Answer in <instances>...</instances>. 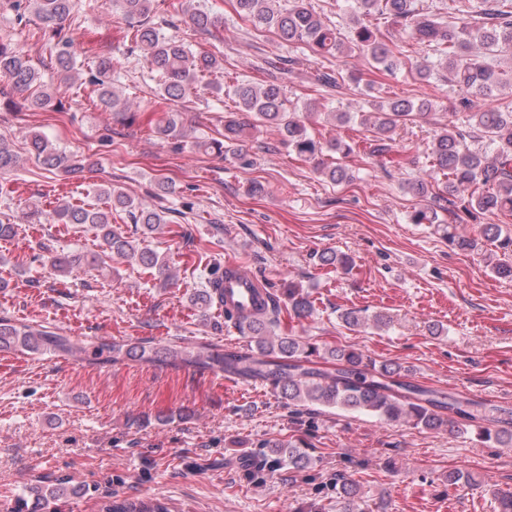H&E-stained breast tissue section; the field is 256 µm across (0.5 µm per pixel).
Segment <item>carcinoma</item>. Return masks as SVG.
I'll list each match as a JSON object with an SVG mask.
<instances>
[{"label": "carcinoma", "instance_id": "obj_1", "mask_svg": "<svg viewBox=\"0 0 512 512\" xmlns=\"http://www.w3.org/2000/svg\"><path fill=\"white\" fill-rule=\"evenodd\" d=\"M16 12L18 21L31 12L41 22L42 38L56 49L58 73L69 78L75 73L74 39L68 36L67 22L81 11H93L96 0H7ZM237 13L254 26L276 31L284 41L309 52L316 60L336 58L346 52L357 51L378 71L389 76L407 66L422 80H429L437 72H448L449 80L468 91L458 101V122L446 124L434 131L428 144L430 171L424 177L404 180L401 187L414 196L429 200V205L415 209L410 215L413 224H438L439 214L446 213L453 220L445 227L448 244L463 252L481 250L479 239L461 235L455 222L466 217L492 214L512 216V110L490 107L479 98L488 99L504 86L506 74L497 72L471 53L477 47L482 55L512 53V0H481L482 7L471 15L460 13L447 22L438 14L417 9L415 0H354V26L349 38L324 20L309 0H288V8L273 7L275 0H234ZM173 10L187 15L200 31L215 26L216 17L194 7V0H175ZM112 7L129 22L131 41L141 53V63L164 76L158 97L164 101L185 98L195 84L213 74L224 72V57L210 52L192 53L183 40L164 34L152 22L155 0H112ZM379 16L384 24L399 28L418 46L433 51L437 60L412 62L406 50L383 41L384 33L371 17ZM112 59L101 57L87 70L86 82L98 92L100 103L114 112L128 110V103L117 93L112 83ZM0 78L6 81L11 94L31 100L35 109L61 112L62 100L56 94L41 90L32 94V88L41 86L39 71L33 66L23 47L7 36H0ZM345 78L341 71H319L315 84L328 90L341 88ZM228 96L234 111L224 120V141H195L198 149H214L219 153L238 154L240 142L260 131L264 126L278 128L282 144L304 159L313 162L314 170L333 184L353 180L352 174L340 162H329L326 153L348 157L358 146L368 155L380 158L383 165L402 172V162L393 157L394 135L399 123L426 119L433 112L428 99L396 98L372 103V110L360 115V124L371 128L372 138L358 143L335 138L325 144L311 132L310 121L324 117L329 122L345 125L351 115L340 110H327L318 101L299 106L289 104L282 86L277 82L262 85L236 79L228 86ZM152 133L162 141L184 137L180 114L169 111L155 124ZM482 141L480 149L468 140ZM30 151L50 172L77 175L90 167L89 156L67 153L58 149L47 137L34 133L29 138ZM19 156L10 143L0 139V174L16 169ZM103 208H86L61 200L46 220L55 224H90L102 241L103 252L127 262L157 270L160 281L169 285L173 276L169 265L159 261L147 245V239L171 223L172 212L184 215L193 210V204L183 203V209L143 208L135 199L112 183L97 186ZM128 212L133 223L141 225V238L129 239L112 225V211ZM483 236L498 243L501 258L493 261L491 272L500 278H512V234L498 224H486ZM42 264L60 276H72L85 267H96L103 262L99 254L51 253L39 258ZM323 266L349 269L352 259L335 252L320 255ZM229 269L210 270L207 286L191 296L193 305L208 311L224 306V279ZM298 318L313 311L311 295L299 283L288 280L280 292L268 293L267 301L255 308V313L234 315L224 312V322L243 334L251 336L255 349L249 352L136 342L120 343L110 338L82 344L53 327L40 323L16 322L0 317V352L27 356L52 355L57 357L91 356L110 363L142 360L158 365H182L213 373H222L245 381H261L271 385L282 398L296 406H322L340 409L352 414L368 415L383 423L405 422L435 430L467 433L471 428L487 442H500L503 437L512 441V430H492L483 426L487 414L478 410L469 399L447 397L416 386L407 381L410 369L396 362L375 364L363 352L350 346L330 350L324 361H333L331 372L316 367L313 357L318 348L304 343L297 336L279 332L283 306ZM340 319L350 329L372 323L383 329L389 326L390 316L375 313L366 316L350 310ZM274 458L267 462L272 470L286 465L304 470L308 455L296 445H273ZM37 499H60L79 494L64 482L46 489L35 487ZM336 504L342 512H361L357 491L346 480L336 482ZM98 512H171L169 504L159 498L150 500L114 499L107 497L98 505Z\"/></svg>", "mask_w": 512, "mask_h": 512}]
</instances>
